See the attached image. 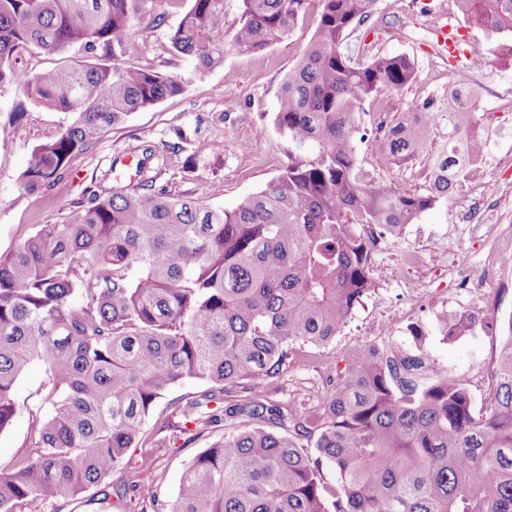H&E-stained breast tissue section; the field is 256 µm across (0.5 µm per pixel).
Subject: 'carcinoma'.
Listing matches in <instances>:
<instances>
[{
	"label": "carcinoma",
	"mask_w": 512,
	"mask_h": 512,
	"mask_svg": "<svg viewBox=\"0 0 512 512\" xmlns=\"http://www.w3.org/2000/svg\"><path fill=\"white\" fill-rule=\"evenodd\" d=\"M134 2L0 0V85L21 83L31 104L73 115L32 150L25 189L56 185L106 129L182 92L171 75L117 62L138 21ZM309 2L240 0L226 37L224 0H189L170 48L204 74L228 51L258 53L289 38ZM318 2L315 33L274 112L278 129L312 154L230 209L146 182L94 194L69 222L44 224L0 256V432L18 414L28 367L47 377L26 405L28 453L0 469V512L104 482L142 439L156 402L187 379L208 387L179 406L182 431L222 422L224 435L193 458L168 512H512V316L479 409L446 366L375 344L348 354L314 416L258 391L297 348L329 345L374 290L377 230H397L448 199L486 151L473 128V91L456 84L430 194L360 176L361 105L403 88L415 65L345 50L378 0ZM457 4L471 25L512 34V0ZM74 46L100 48L106 62L31 73L13 66L34 49ZM438 117L427 103L422 117L390 123V153L413 157ZM472 323L445 317L437 329L448 340ZM112 496L122 512H159L154 490L123 481Z\"/></svg>",
	"instance_id": "obj_1"
}]
</instances>
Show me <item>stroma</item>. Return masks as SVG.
Returning a JSON list of instances; mask_svg holds the SVG:
<instances>
[{"mask_svg": "<svg viewBox=\"0 0 512 512\" xmlns=\"http://www.w3.org/2000/svg\"><path fill=\"white\" fill-rule=\"evenodd\" d=\"M188 5L189 0H141L142 19L121 56L124 65L174 76L182 92L105 131L52 188L26 191L20 175L33 148L62 131L71 114L27 106L20 121H12L13 110L26 97L20 85L0 86V255L10 254L40 225L67 220L91 194L107 196L138 186V179L114 162L139 160L144 149L154 152L145 174L155 187L227 208L259 190L298 155L273 114L283 81L315 30L317 4H310L289 39L258 53L227 52L223 66L204 74L170 49L169 34ZM447 12L448 0H428L424 11L378 0L373 17L349 36V48L362 58L406 55L415 62L408 85L383 101L364 103L362 124L370 132L354 142L357 167L367 178L398 191L428 193L434 153L448 131V88L454 84L477 92L476 130L487 144L486 153L448 200L380 239L372 265L375 290L316 361L296 364L269 387L271 400L292 404L299 414L318 408L347 353L365 343L415 349L427 361L444 364L465 381L475 404L484 403L489 394L501 323L512 316V283L495 280L475 294H461L454 275L460 260L484 266L496 252L512 253V35L472 29L463 48L485 65L477 71L457 69L434 35ZM159 13L164 23L152 25ZM423 102L439 114L429 144L411 159L398 161L379 129ZM199 141L206 145L200 154L193 148ZM486 197L494 203L480 222L462 223L469 206ZM446 315H468L475 323L467 335L445 341L437 325ZM414 325L429 332L419 346L409 333ZM205 387V382L190 379L158 402L145 426L146 447L130 450L116 479L155 487L161 500L174 499L184 468L223 434L219 427L197 433L176 427L173 402Z\"/></svg>", "mask_w": 512, "mask_h": 512, "instance_id": "35a3bbf8", "label": "stroma"}]
</instances>
